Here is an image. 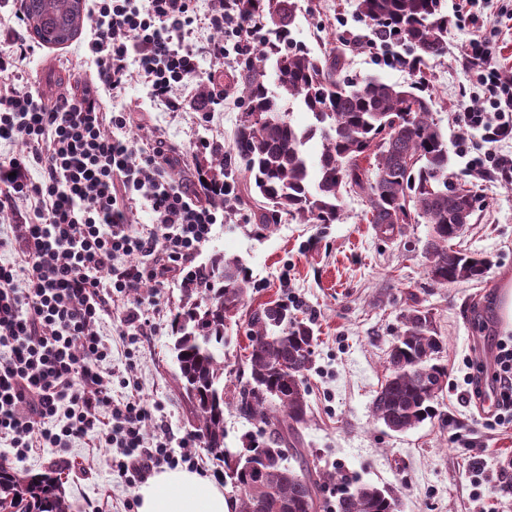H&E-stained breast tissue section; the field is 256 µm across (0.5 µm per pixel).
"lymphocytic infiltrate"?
<instances>
[{"instance_id":"f902f5d3","label":"lymphocytic infiltrate","mask_w":512,"mask_h":512,"mask_svg":"<svg viewBox=\"0 0 512 512\" xmlns=\"http://www.w3.org/2000/svg\"><path fill=\"white\" fill-rule=\"evenodd\" d=\"M84 50L94 70L79 95L46 102L39 90L16 81L36 44L15 11L0 51V139L20 142L25 153H0V211L10 212V232L0 250V444L24 458L39 448L91 442L117 449L119 477L141 480L158 467L184 462L164 441L148 442L142 428L149 407L131 385L113 396L112 346L94 327L134 297L147 281L183 272L207 242L232 187L212 179L186 187L169 168L184 154L155 139L141 148L124 133L136 122L121 100L139 77L154 102L172 112L196 82L199 60L224 62L222 41L186 45L192 27L233 36L237 54L248 53L249 28L234 0H89ZM466 62L476 69L486 109L463 105L461 124L481 130L487 149L476 171L512 183V160L498 158L497 143L512 139V81L487 50L484 35L469 43ZM146 201L151 223L134 224L137 201ZM140 264L129 263L132 255ZM493 397L500 421L512 424V342L498 341Z\"/></svg>"}]
</instances>
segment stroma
<instances>
[{
	"mask_svg": "<svg viewBox=\"0 0 512 512\" xmlns=\"http://www.w3.org/2000/svg\"><path fill=\"white\" fill-rule=\"evenodd\" d=\"M457 0H442L453 17L448 53L427 74L433 118L445 134L450 169L478 195L476 210L456 244L484 255L492 265L482 281L441 286L430 279L422 256L428 235L424 223L399 225L380 235L364 217L366 200L355 193L342 198L343 217L333 224H304L282 215L271 227L255 224L254 212L264 200L237 175L235 198L214 225L211 240L196 258L205 265L221 253L241 260L250 275L252 303L285 300L298 317L313 322L316 345L309 373V421L302 446L309 467L340 468L350 477L397 492L404 512H512V488L500 474L512 462V426L495 425L487 397L494 387L498 340L512 332L498 315L499 293L512 280V184L470 172V160L483 153L481 132L455 120L460 103L479 92L475 72L463 66L462 49L473 34H483L494 58L512 79V0H475L470 11L455 16ZM293 36L313 53L327 39L343 37L350 75L378 77L406 84L407 70L386 65L379 48L355 50L370 39L369 29L354 15V0H297ZM81 38L41 48L27 66V78L48 99L79 92L85 79L80 68ZM239 93L230 90L221 112L210 114L189 102L185 111L169 112L152 102L148 90L134 82L124 100L141 109L134 133L150 141L164 136L194 152L186 165L170 170L171 179L190 180L203 164L204 143L230 146L241 116ZM184 276L158 286L161 311L156 330L125 353L118 338L119 320L105 319L99 334L112 337V390L138 382L151 408L144 426L147 439L164 437L171 452L196 454L200 474L223 480L224 464L196 438L193 407L178 381L170 348L172 321L182 299ZM428 309L437 334L445 341L442 360L448 382L433 419L404 432L377 422L372 401L387 378L390 346L400 331V315L410 306ZM113 451L75 447L47 448L15 470L60 477L70 512H86L89 501L108 497L110 512H136L135 485L112 478Z\"/></svg>",
	"mask_w": 512,
	"mask_h": 512,
	"instance_id": "obj_1",
	"label": "stroma"
}]
</instances>
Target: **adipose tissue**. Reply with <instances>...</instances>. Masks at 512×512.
Segmentation results:
<instances>
[{
	"instance_id": "1",
	"label": "adipose tissue",
	"mask_w": 512,
	"mask_h": 512,
	"mask_svg": "<svg viewBox=\"0 0 512 512\" xmlns=\"http://www.w3.org/2000/svg\"><path fill=\"white\" fill-rule=\"evenodd\" d=\"M137 512H234L214 480L185 469L157 472L135 492Z\"/></svg>"
}]
</instances>
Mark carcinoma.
Segmentation results:
<instances>
[{"instance_id":"carcinoma-1","label":"carcinoma","mask_w":512,"mask_h":512,"mask_svg":"<svg viewBox=\"0 0 512 512\" xmlns=\"http://www.w3.org/2000/svg\"><path fill=\"white\" fill-rule=\"evenodd\" d=\"M82 0H22L28 26L48 45L73 40L82 28ZM237 11L262 19L270 37L240 60L242 113L232 145L211 151L208 174L217 181L241 169L266 200L258 223L274 224L294 214L306 224H334L342 216V191L368 201V223L382 234L421 217L431 225L423 254L427 274L439 285L484 277L491 260L456 250L454 227L467 224L471 190L448 171V140L432 117V97L424 93L426 70L448 53L450 20L440 0H355L356 17L371 27L367 45L391 53L411 83L377 77L351 78L347 59L336 47L321 56L292 37L296 0H237ZM278 92L267 86L268 69ZM297 103L312 118L305 127L290 119ZM322 140L317 160L305 146ZM370 159L360 166V159ZM247 272L236 258H211L201 274L189 277L174 317L173 352L180 381L193 405L197 435L224 461L225 480L238 492L235 512H317L323 486L334 482L330 512H399L391 491L304 465L299 426L307 421L305 381L313 365L312 328L288 305L264 303L251 310L245 364L249 377L233 396L248 421L267 427L233 457L224 448V336L226 321L244 306ZM402 328L388 354L389 375L372 402L374 418L404 432L435 416L434 403L448 379L441 362L443 342L428 310L413 306L401 314ZM294 459L298 468L288 464ZM0 512H68L60 482L29 475L0 463Z\"/></svg>"}]
</instances>
